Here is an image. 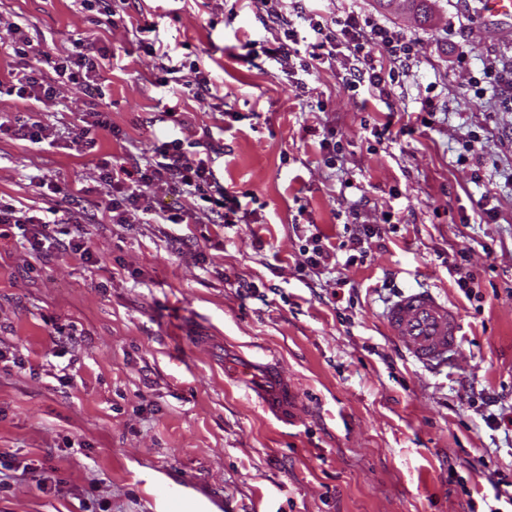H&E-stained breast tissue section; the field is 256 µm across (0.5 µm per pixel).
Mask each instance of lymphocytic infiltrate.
<instances>
[{"label": "lymphocytic infiltrate", "instance_id": "f902f5d3", "mask_svg": "<svg viewBox=\"0 0 512 512\" xmlns=\"http://www.w3.org/2000/svg\"><path fill=\"white\" fill-rule=\"evenodd\" d=\"M306 19L316 35L307 54H300L298 49L284 44L271 49L270 54L274 60L298 58L301 70L308 72L324 64L334 63L339 47L343 46L350 53L348 71L351 86L364 83L369 91L381 92L385 89L386 79L383 71L377 68L370 51L371 46L382 47L391 62L401 68L416 54L415 42L375 20L363 22L358 15L351 13L341 20V29L336 32L325 27L315 14H307ZM11 49L20 60L31 59L35 62L29 71L21 73L13 86L20 98L43 104L55 99L56 82H48L42 75L46 67L57 75V82L83 85L98 96L103 93L97 79L98 64L88 55L77 53L52 57L37 49L23 33L18 34L12 42ZM99 169L100 179L112 188V197L107 205L112 223L126 224L137 214L157 213L156 193L163 188L186 193L208 203L210 213L216 215L220 223L236 224L240 221V201L216 185L207 159L195 150L192 141L176 138L165 142L156 157L141 166L129 168L106 160L100 163ZM0 224L20 230L35 251L44 248L47 242L56 240L61 233L58 221L17 209L2 201Z\"/></svg>", "mask_w": 512, "mask_h": 512}]
</instances>
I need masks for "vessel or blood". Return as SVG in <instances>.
<instances>
[{"label": "vessel or blood", "instance_id": "b4317fda", "mask_svg": "<svg viewBox=\"0 0 512 512\" xmlns=\"http://www.w3.org/2000/svg\"><path fill=\"white\" fill-rule=\"evenodd\" d=\"M382 319L390 336L422 366L447 364L459 346L460 316L432 290L402 292L386 306ZM228 377L236 385L256 387L265 410L287 415L293 391L273 364L248 360L235 365Z\"/></svg>", "mask_w": 512, "mask_h": 512}]
</instances>
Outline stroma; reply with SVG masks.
Listing matches in <instances>:
<instances>
[{
    "mask_svg": "<svg viewBox=\"0 0 512 512\" xmlns=\"http://www.w3.org/2000/svg\"><path fill=\"white\" fill-rule=\"evenodd\" d=\"M319 7L330 27L351 9L394 26L416 58L384 94L354 93L341 56L290 77L267 54L280 28L254 0H128L114 25L81 0H0V122L36 112L56 132L51 145L0 135V198L56 204L92 253L76 259L59 241L35 252L16 229L0 237V512H486L493 502L492 477L512 469V423L487 422L512 419V111L483 69L512 59V15H491L486 0L465 13L436 0L427 25L375 0ZM145 22L161 54L142 48ZM18 27L52 55L99 59L104 98L79 85L46 105L10 95ZM193 61L211 94L188 85ZM93 109L119 133L98 132L82 151L73 126ZM173 112L211 133L214 179L248 210L245 223L103 218L112 188L100 160L154 157L179 135ZM385 123L389 136L373 137ZM328 138L340 145L331 163ZM45 179L60 185L56 200ZM352 222L374 236L350 265L340 244ZM314 233L338 250L316 273L298 267ZM464 256L478 306L455 283ZM417 288L461 315L448 367L407 359L381 322L395 293ZM201 334L221 342L208 348ZM256 354L297 393L288 420L224 376ZM175 483L178 509L161 499Z\"/></svg>",
    "mask_w": 512,
    "mask_h": 512,
    "instance_id": "obj_1",
    "label": "stroma"
}]
</instances>
